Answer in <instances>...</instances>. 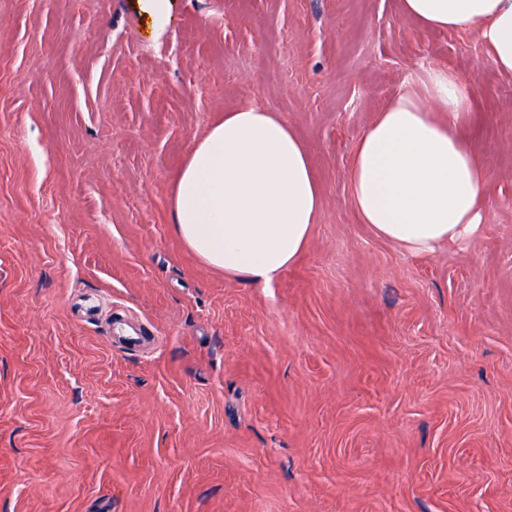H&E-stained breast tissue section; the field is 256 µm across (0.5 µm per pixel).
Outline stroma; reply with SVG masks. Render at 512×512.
Listing matches in <instances>:
<instances>
[{
	"label": "stroma",
	"mask_w": 512,
	"mask_h": 512,
	"mask_svg": "<svg viewBox=\"0 0 512 512\" xmlns=\"http://www.w3.org/2000/svg\"><path fill=\"white\" fill-rule=\"evenodd\" d=\"M468 81L486 232L413 256L359 222L354 144ZM276 113L323 207L271 286L175 234L225 113ZM151 347L112 343L109 317ZM0 512H512V77L402 0H0Z\"/></svg>",
	"instance_id": "35a3bbf8"
}]
</instances>
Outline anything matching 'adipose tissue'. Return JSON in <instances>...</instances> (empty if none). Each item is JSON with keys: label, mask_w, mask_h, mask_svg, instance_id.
Instances as JSON below:
<instances>
[{"label": "adipose tissue", "mask_w": 512, "mask_h": 512, "mask_svg": "<svg viewBox=\"0 0 512 512\" xmlns=\"http://www.w3.org/2000/svg\"><path fill=\"white\" fill-rule=\"evenodd\" d=\"M431 30L477 28L494 67L512 76V0H402ZM466 81L427 70L378 112L347 178L361 223L415 255L480 236L488 177L461 128ZM176 234L225 275L271 285L305 249L322 195L302 138L274 113H225L195 143L172 194Z\"/></svg>", "instance_id": "1"}]
</instances>
